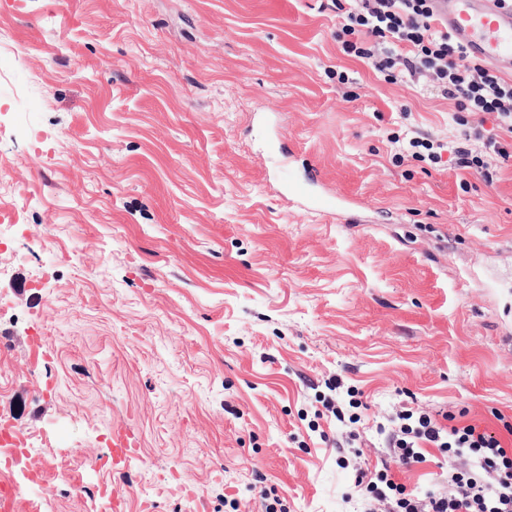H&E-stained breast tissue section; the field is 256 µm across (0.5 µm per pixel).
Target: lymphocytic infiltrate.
<instances>
[{"label": "lymphocytic infiltrate", "mask_w": 512, "mask_h": 512, "mask_svg": "<svg viewBox=\"0 0 512 512\" xmlns=\"http://www.w3.org/2000/svg\"><path fill=\"white\" fill-rule=\"evenodd\" d=\"M343 22L336 32L343 51L391 82L426 79L454 99L458 111L495 115L512 135V81L469 57L446 29L439 27L433 0H336ZM401 425L388 442L395 462H422L430 443L461 457L465 469L449 472L447 491L410 492L387 472L354 483L367 502L385 512H512V449L492 433L467 424L442 428L424 413L401 410Z\"/></svg>", "instance_id": "lymphocytic-infiltrate-1"}]
</instances>
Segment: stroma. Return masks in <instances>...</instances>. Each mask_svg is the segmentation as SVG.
Returning <instances> with one entry per match:
<instances>
[{
    "label": "stroma",
    "instance_id": "35a3bbf8",
    "mask_svg": "<svg viewBox=\"0 0 512 512\" xmlns=\"http://www.w3.org/2000/svg\"><path fill=\"white\" fill-rule=\"evenodd\" d=\"M331 0H0V418L50 442L44 490L119 484L128 512H361L355 469L410 490L462 460L391 465L412 407L512 448V160L457 168L440 89L346 55ZM349 77L340 84L338 72ZM414 136L447 147L406 156ZM360 223L280 194L279 169ZM76 249L49 262L44 233ZM55 342L32 351V326ZM340 377L367 408L326 383ZM138 456L92 460L116 425ZM177 469L182 481L168 480Z\"/></svg>",
    "mask_w": 512,
    "mask_h": 512
}]
</instances>
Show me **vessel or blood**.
I'll use <instances>...</instances> for the list:
<instances>
[{
  "label": "vessel or blood",
  "mask_w": 512,
  "mask_h": 512,
  "mask_svg": "<svg viewBox=\"0 0 512 512\" xmlns=\"http://www.w3.org/2000/svg\"><path fill=\"white\" fill-rule=\"evenodd\" d=\"M434 16L475 58L500 74L512 75V0H433ZM283 195L309 201L312 209L330 211L337 201L330 195L310 196L307 187L292 176H280ZM127 429L112 430V463L120 465L137 455Z\"/></svg>",
  "instance_id": "1"
}]
</instances>
